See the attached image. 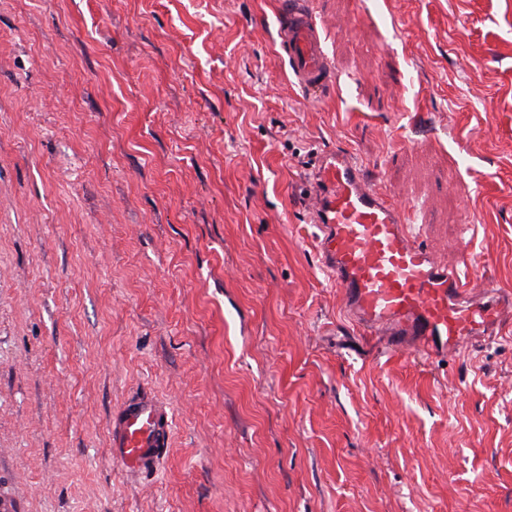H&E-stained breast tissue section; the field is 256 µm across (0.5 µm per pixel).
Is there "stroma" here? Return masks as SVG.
Masks as SVG:
<instances>
[{
    "label": "stroma",
    "mask_w": 512,
    "mask_h": 512,
    "mask_svg": "<svg viewBox=\"0 0 512 512\" xmlns=\"http://www.w3.org/2000/svg\"><path fill=\"white\" fill-rule=\"evenodd\" d=\"M0 0V512H512V336L395 357L303 199L326 151L512 291V0ZM148 393L157 468L109 452ZM282 19L279 47L302 91L321 100L335 83V67L323 50L310 0H279ZM109 428L112 458L131 472H145L156 467L168 448L171 411L149 394L130 397L112 411Z\"/></svg>",
    "instance_id": "35a3bbf8"
}]
</instances>
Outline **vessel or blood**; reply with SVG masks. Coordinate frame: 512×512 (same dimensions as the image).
<instances>
[{"label": "vessel or blood", "mask_w": 512, "mask_h": 512, "mask_svg": "<svg viewBox=\"0 0 512 512\" xmlns=\"http://www.w3.org/2000/svg\"><path fill=\"white\" fill-rule=\"evenodd\" d=\"M279 47L302 91L319 100L335 82L310 0H278ZM307 203L321 235L318 249L341 294L343 309L364 335L382 337L396 354L434 359L503 335L512 294L472 288L442 265L411 230L408 210L369 179L350 153L317 161ZM110 453L124 468L156 467L172 435L167 404L151 395L128 398L109 421Z\"/></svg>", "instance_id": "b4317fda"}]
</instances>
